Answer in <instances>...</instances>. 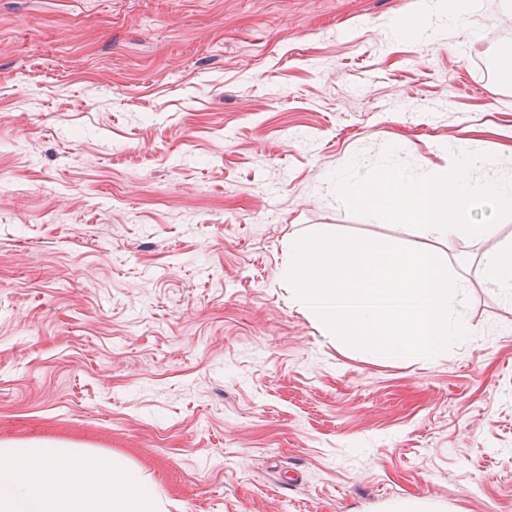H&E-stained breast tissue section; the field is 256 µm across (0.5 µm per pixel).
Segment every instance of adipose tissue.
Wrapping results in <instances>:
<instances>
[{"label":"adipose tissue","instance_id":"ef3b65f1","mask_svg":"<svg viewBox=\"0 0 512 512\" xmlns=\"http://www.w3.org/2000/svg\"><path fill=\"white\" fill-rule=\"evenodd\" d=\"M155 486L123 459L59 444L0 442V512H162Z\"/></svg>","mask_w":512,"mask_h":512}]
</instances>
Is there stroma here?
I'll use <instances>...</instances> for the list:
<instances>
[{"instance_id": "1", "label": "stroma", "mask_w": 512, "mask_h": 512, "mask_svg": "<svg viewBox=\"0 0 512 512\" xmlns=\"http://www.w3.org/2000/svg\"><path fill=\"white\" fill-rule=\"evenodd\" d=\"M502 40L485 4L0 0V442L122 458L168 512H512V215L448 242L333 181L390 146L512 181ZM320 232L437 254L467 338L327 336L285 274ZM485 270L492 283L504 288H512L511 243L486 258Z\"/></svg>"}]
</instances>
